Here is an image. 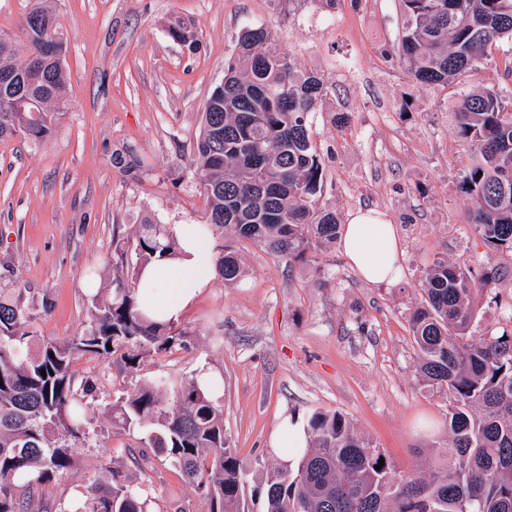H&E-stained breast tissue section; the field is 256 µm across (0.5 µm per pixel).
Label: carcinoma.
<instances>
[{
	"instance_id": "carcinoma-1",
	"label": "carcinoma",
	"mask_w": 512,
	"mask_h": 512,
	"mask_svg": "<svg viewBox=\"0 0 512 512\" xmlns=\"http://www.w3.org/2000/svg\"><path fill=\"white\" fill-rule=\"evenodd\" d=\"M395 57L417 83L446 87L478 71L493 46L512 43V0H401ZM66 42L53 14L36 9L14 33L0 31V135L44 138L66 108ZM327 82L298 70L264 26H243L224 83L205 105L191 166L205 199L203 229L225 240L215 261L224 284L244 274L237 244L273 257L302 259L339 237L336 211L321 200L324 164L311 113ZM456 136L471 156L462 188L475 203L473 224L488 247L512 251V94L494 86L461 90ZM120 263L97 294L83 331L46 341L35 357L21 300L0 298V512H43L50 486L74 465L72 449L96 433L86 417L95 384L74 364L91 354L116 361L112 427L136 433L145 448L181 471L209 512L246 507L248 467L224 429V409L194 378L140 376L155 355L188 348L178 322L141 313L142 269L175 250L168 224L151 219L113 239ZM496 279H473L437 259L423 274V300L410 316L419 373L448 395L447 439L438 463L402 473L338 410L308 416V448L295 462L257 469V512H512V336L468 339L475 299ZM381 465L375 469V465ZM82 512H151L149 496L105 466Z\"/></svg>"
}]
</instances>
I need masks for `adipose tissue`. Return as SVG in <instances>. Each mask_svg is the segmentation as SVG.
Returning <instances> with one entry per match:
<instances>
[{"label":"adipose tissue","mask_w":512,"mask_h":512,"mask_svg":"<svg viewBox=\"0 0 512 512\" xmlns=\"http://www.w3.org/2000/svg\"><path fill=\"white\" fill-rule=\"evenodd\" d=\"M176 252L146 266L136 292L140 309L150 317H177L206 288L215 274L212 242L197 225L174 227ZM343 254L367 282L394 280L399 271V240L394 225L366 211L354 215L340 234Z\"/></svg>","instance_id":"1"}]
</instances>
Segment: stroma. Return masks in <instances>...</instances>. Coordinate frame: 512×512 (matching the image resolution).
I'll list each match as a JSON object with an SVG mask.
<instances>
[{"label": "stroma", "instance_id": "stroma-1", "mask_svg": "<svg viewBox=\"0 0 512 512\" xmlns=\"http://www.w3.org/2000/svg\"><path fill=\"white\" fill-rule=\"evenodd\" d=\"M56 16L67 43L69 108L44 139L0 137V295L30 308L39 340L63 341L85 326L94 278L105 287L119 254L114 235L145 218L201 224L205 206L190 158L202 112L224 79L239 30L271 31L300 69L328 82L312 117L325 166L323 201L341 221L379 211L400 241V273L364 281L340 244L304 259L275 258L244 245L237 284L214 278L178 318L188 348L144 366L149 377L216 372L224 427L247 464H275L269 437L282 419L305 423L317 408L346 414L395 463L427 462L446 438L448 398L418 372L409 317L423 298L425 269L438 258L497 274L476 297L471 338L512 332V254L483 244L470 224L474 203L461 186L469 163L456 137L455 86L416 84L392 58L402 35L400 0H0V29L15 30L34 5ZM179 17L196 49L167 33ZM347 114V124L335 123ZM97 384L87 444L55 484L47 512H74L88 485L113 462L151 500L153 512H208L179 469L112 428V360H78Z\"/></svg>", "mask_w": 512, "mask_h": 512}]
</instances>
